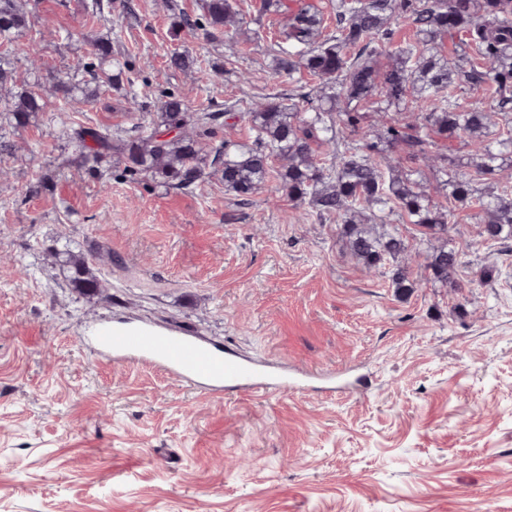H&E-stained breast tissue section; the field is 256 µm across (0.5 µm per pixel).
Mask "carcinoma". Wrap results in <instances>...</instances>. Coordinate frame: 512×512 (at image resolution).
Returning <instances> with one entry per match:
<instances>
[{
    "label": "carcinoma",
    "instance_id": "carcinoma-1",
    "mask_svg": "<svg viewBox=\"0 0 512 512\" xmlns=\"http://www.w3.org/2000/svg\"><path fill=\"white\" fill-rule=\"evenodd\" d=\"M336 31L322 34V18L309 6L292 12L277 42L275 72L308 74L320 81L317 94L298 86L294 101L277 96L247 109L254 143L208 144L220 113L194 109L186 97L170 92L161 103L158 120L129 127L63 126L65 140L86 170L93 173L106 158L117 157L124 172L162 186L190 190L209 171L220 174L224 190L249 196L277 174L288 197L307 204L317 216L342 225L348 249L368 269L407 255L409 247L394 214L434 233L448 232L451 210L434 203L424 184L400 170L387 157L392 148L414 159L426 153L433 136L463 138L472 146L477 169L494 172L504 156H512V0H334ZM207 24L178 17L175 26L202 30L216 37L235 24L233 0H204ZM411 21L416 41H394L392 24L398 17ZM29 24L24 0H0V39L14 42ZM450 31L464 33L479 62L465 70L458 59L443 54L442 39ZM389 59L381 69L377 57ZM91 61L83 66L87 79L58 76L41 92L26 82L9 96L3 111L10 123L24 126L32 114L43 112L51 100L89 99L100 84L121 81L111 73L112 41L91 44ZM195 59L187 50L175 51L169 67L187 71ZM481 96L467 109L459 107L455 91L461 81ZM387 104L417 109L414 121L391 117L373 130L351 139L361 115L347 110L351 103ZM430 109H424L427 101ZM500 127L507 137L492 138ZM280 169H273L274 161ZM448 200L474 203L479 209V237L508 247L512 243V192L475 195L472 179L452 168H442L435 191ZM70 282L83 292L102 288L91 273L89 258L69 255ZM465 265L462 253L443 241L426 265L430 278L461 290L458 273Z\"/></svg>",
    "mask_w": 512,
    "mask_h": 512
}]
</instances>
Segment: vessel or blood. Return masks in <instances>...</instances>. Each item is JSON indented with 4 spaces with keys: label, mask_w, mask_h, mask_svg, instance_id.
<instances>
[{
    "label": "vessel or blood",
    "mask_w": 512,
    "mask_h": 512,
    "mask_svg": "<svg viewBox=\"0 0 512 512\" xmlns=\"http://www.w3.org/2000/svg\"><path fill=\"white\" fill-rule=\"evenodd\" d=\"M94 348L118 363L141 362L158 367L216 396L231 391H271L288 385L287 375L262 371L235 354L217 352L208 343L140 325L100 329Z\"/></svg>",
    "instance_id": "b4317fda"
}]
</instances>
